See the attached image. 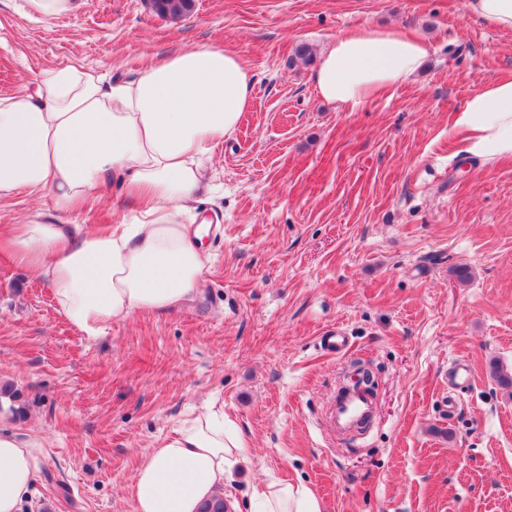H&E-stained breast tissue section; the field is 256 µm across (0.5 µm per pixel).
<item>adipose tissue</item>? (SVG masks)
<instances>
[{"instance_id": "adipose-tissue-1", "label": "adipose tissue", "mask_w": 512, "mask_h": 512, "mask_svg": "<svg viewBox=\"0 0 512 512\" xmlns=\"http://www.w3.org/2000/svg\"><path fill=\"white\" fill-rule=\"evenodd\" d=\"M424 41L399 29H354L327 46L313 73L325 101L361 104L414 76ZM253 75L220 45L192 46L105 82L73 66L44 72L36 93L0 97V197L50 192L80 207L109 179L138 206L136 223L15 224L0 250L44 273L64 318L85 336L112 321L191 301L208 270L202 232L182 224L201 191L215 146L237 128L253 98ZM459 156L491 166L512 159V79L475 91L453 118ZM243 442L223 413L183 418L142 461L136 512H199L231 478ZM45 456L43 438L0 427V512H20ZM252 512H320L304 485L255 488Z\"/></svg>"}]
</instances>
